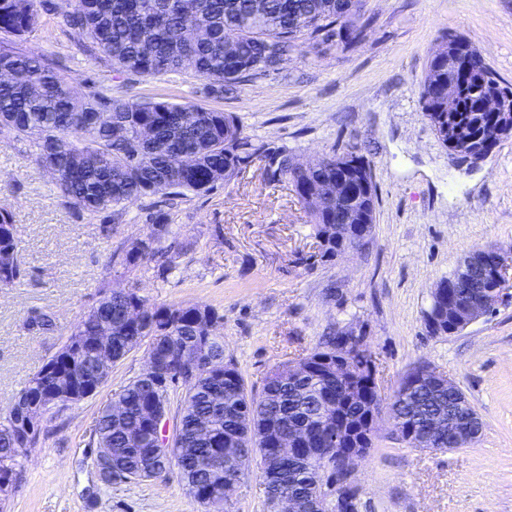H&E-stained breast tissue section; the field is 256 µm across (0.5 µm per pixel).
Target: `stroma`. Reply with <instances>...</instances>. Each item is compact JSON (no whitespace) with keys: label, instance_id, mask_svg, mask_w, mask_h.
Returning a JSON list of instances; mask_svg holds the SVG:
<instances>
[{"label":"stroma","instance_id":"35a3bbf8","mask_svg":"<svg viewBox=\"0 0 512 512\" xmlns=\"http://www.w3.org/2000/svg\"><path fill=\"white\" fill-rule=\"evenodd\" d=\"M365 16L367 35L354 47L301 35L276 74L221 98L183 73L116 74L77 53L42 16L24 47L58 59L66 76L96 78L131 99L223 110L268 154L216 191L147 197L105 224L65 205L27 143L0 132V205L14 213L24 269L17 287L0 289V416L105 291L133 288L157 302L214 309L224 356L255 396L277 365L345 330L372 352L384 396L418 367L447 375L484 422L478 441L420 451L382 416L350 479L355 512H512V288L491 315L457 333L431 335L424 321L432 287L468 253L492 248L512 258V137L482 161L463 162L435 134L419 95L429 52L447 33L469 38L512 84V0H366ZM350 149L364 155L376 186L371 242L324 262L307 208L273 177L269 156L307 161ZM156 211L184 246L172 270L113 269L112 253L144 238ZM36 309L54 316V332L28 330ZM145 360L144 349L131 351L95 395L44 422L37 446L19 458L7 512H204L177 468L107 486L89 454L101 410Z\"/></svg>","mask_w":512,"mask_h":512}]
</instances>
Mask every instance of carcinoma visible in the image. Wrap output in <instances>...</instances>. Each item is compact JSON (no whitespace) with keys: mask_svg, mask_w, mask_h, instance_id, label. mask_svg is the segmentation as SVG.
Returning a JSON list of instances; mask_svg holds the SVG:
<instances>
[{"mask_svg":"<svg viewBox=\"0 0 512 512\" xmlns=\"http://www.w3.org/2000/svg\"><path fill=\"white\" fill-rule=\"evenodd\" d=\"M56 19L82 53L112 64V71L151 78L168 73H189L208 81L219 95L233 91L248 76L270 72L272 56L286 58L296 38L306 33L323 43L350 46L363 39L369 26L365 0H0V129L28 142L31 156L52 178L64 202L91 215L112 221L114 208L158 194H208L222 187L259 149L249 152L248 141L235 119L216 109L144 98L129 100L96 84L92 78L74 81L61 73L58 62L30 52L22 42L40 23L42 14ZM451 85L448 97L433 88L435 79ZM496 95L505 111L482 112L478 104ZM423 108L445 112L450 125H470L474 134L493 120L512 124V85L496 77L471 41L453 69L430 56L420 87ZM195 156L193 166L181 164L185 153ZM332 156L319 157L303 174L286 152L272 158L274 173L292 186L301 182L319 189L336 177ZM377 194L370 187L365 197H347L339 210L350 223L363 224L372 233ZM311 214L320 258L336 259L347 242L336 239V211ZM150 233L143 246L116 251L110 262L132 271L159 263L162 270L181 250L167 243L169 230L163 214L147 218ZM498 265L486 263L475 273L462 262L448 287L460 290L469 275L496 286ZM23 270L14 214L0 206V289L13 288ZM138 302L144 316L135 325L128 307ZM219 322L215 310L196 304H158L131 289L122 295H104L82 316L62 347L44 364L61 372L66 384L89 397L88 385L98 380L99 346H112L113 360L133 348L136 336L145 339L156 363L155 378L137 376L117 399L123 414L115 417L106 405L97 420L93 453L100 448L121 451L112 476L115 481H141L140 471L152 467L158 475L177 467L189 493L207 512H220L236 485L248 472L252 457H260V480L265 488L285 493H318L317 471L336 473V448L323 435L327 414L340 413L350 433L344 448L366 452L372 443L383 407L372 399L360 406L348 402L349 382L332 373H312L292 386L284 373L290 363L276 366L260 396L247 393L244 379L231 361H224V343L208 324ZM35 333L55 330L49 313L37 312L26 321ZM204 347L217 367L199 375L182 401L176 450L149 455L158 441L157 427L145 426L149 413H168L169 392L181 376L179 355L187 347ZM336 337L302 356L304 361L336 360ZM57 376L38 374L21 390L15 404L57 396ZM448 407V392H436L423 383L409 389L404 379L391 397V419L405 417L411 430L406 443L421 450L448 449V433L426 445L423 435L430 416ZM249 413L253 428L242 425ZM299 423L307 433V463L292 468L273 456L275 440ZM40 433L16 432L9 417L0 419V478L17 481L18 448H34Z\"/></svg>","mask_w":512,"mask_h":512,"instance_id":"obj_1","label":"carcinoma"}]
</instances>
